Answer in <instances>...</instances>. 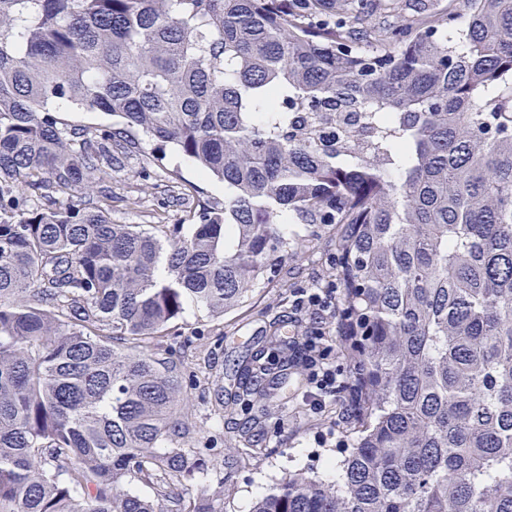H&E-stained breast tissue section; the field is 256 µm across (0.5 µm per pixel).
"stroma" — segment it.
<instances>
[{
  "label": "stroma",
  "instance_id": "1",
  "mask_svg": "<svg viewBox=\"0 0 512 512\" xmlns=\"http://www.w3.org/2000/svg\"><path fill=\"white\" fill-rule=\"evenodd\" d=\"M112 176L98 184V194L110 196L116 224H173L186 209L196 210L223 201L224 185L203 177L172 147L156 149L144 141L141 151L125 149L123 140L112 145ZM286 237L305 238L302 249H289L279 280L258 289L243 307L215 320L188 308L177 342L157 349L160 357L174 356L184 366L187 411L193 432L185 447L204 458L212 489L230 487L224 512H251L255 499L288 474L304 471L333 480V464L341 462L355 442L352 428L336 415L335 398L322 410H312L303 399L302 373L288 370L278 380L259 381L269 391L246 408L216 415L212 403L218 393H234V369L239 360L266 346L269 325L283 323L285 335L303 340L310 333L311 312L296 308V289L336 279V227L332 224H288ZM247 428L255 453L229 454L226 443L237 428Z\"/></svg>",
  "mask_w": 512,
  "mask_h": 512
}]
</instances>
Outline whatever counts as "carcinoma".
Returning a JSON list of instances; mask_svg holds the SVG:
<instances>
[{
	"label": "carcinoma",
	"mask_w": 512,
	"mask_h": 512,
	"mask_svg": "<svg viewBox=\"0 0 512 512\" xmlns=\"http://www.w3.org/2000/svg\"><path fill=\"white\" fill-rule=\"evenodd\" d=\"M460 3L465 29L403 0H0V512H223L186 492L183 364L152 349L273 283L284 224L336 225L357 441L252 512H512V0ZM65 103L224 202L147 230L44 198L112 170L116 129ZM269 344L241 376L304 368ZM55 115L60 119L59 121L69 125L85 126L89 129L99 127L101 125H111L114 128H122L119 123H116L112 116L103 114L101 112H77L73 107L63 104L59 106Z\"/></svg>",
	"instance_id": "1"
}]
</instances>
